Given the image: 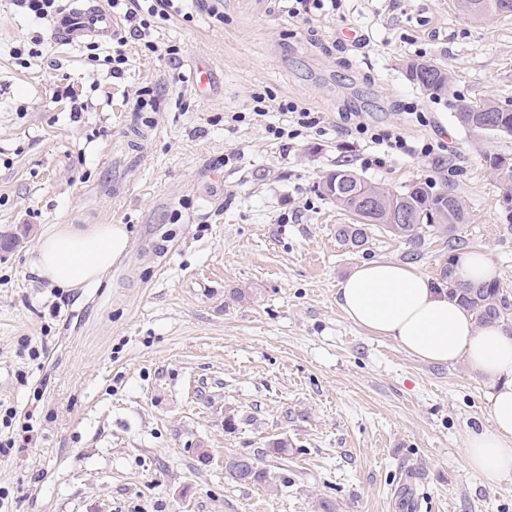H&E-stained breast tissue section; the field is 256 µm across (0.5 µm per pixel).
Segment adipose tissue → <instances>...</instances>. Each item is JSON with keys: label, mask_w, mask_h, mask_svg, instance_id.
<instances>
[{"label": "adipose tissue", "mask_w": 512, "mask_h": 512, "mask_svg": "<svg viewBox=\"0 0 512 512\" xmlns=\"http://www.w3.org/2000/svg\"><path fill=\"white\" fill-rule=\"evenodd\" d=\"M122 224H57L38 241L32 270L60 288H89L127 251ZM347 318L393 340L416 359L464 362L490 388V427L470 433L464 454L486 483L512 477V333L477 327L466 308L433 288L418 271L391 261L360 264L339 285Z\"/></svg>", "instance_id": "adipose-tissue-1"}]
</instances>
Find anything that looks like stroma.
<instances>
[{
    "mask_svg": "<svg viewBox=\"0 0 512 512\" xmlns=\"http://www.w3.org/2000/svg\"><path fill=\"white\" fill-rule=\"evenodd\" d=\"M454 3L341 0L302 20L288 0H224L223 21L158 25L157 52L129 41L115 78L111 43L89 61L0 0V441L34 427L0 454V512H512V477L486 484L464 456L468 433L490 425L488 385L465 363L417 360L336 303L364 262L436 280L446 237L415 249L374 225L348 248L336 227L351 216L318 190L348 168L396 192L454 191L462 248L490 252L512 303V211L485 161L512 159V136L454 118L461 100L512 104V16L473 23ZM35 34L42 55L21 67L12 51ZM416 59L451 73L445 95L409 81ZM199 63L205 96L190 80ZM64 88L86 102L80 116ZM143 88L154 104L142 109ZM265 92L322 123L255 115ZM347 112L445 148L385 152L348 136ZM54 224H123L129 249L101 284L53 287L30 260ZM275 441L287 453H269ZM245 454L270 484L231 480L225 462Z\"/></svg>",
    "mask_w": 512,
    "mask_h": 512,
    "instance_id": "1",
    "label": "stroma"
}]
</instances>
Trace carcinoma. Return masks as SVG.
<instances>
[{
  "label": "carcinoma",
  "instance_id": "1",
  "mask_svg": "<svg viewBox=\"0 0 512 512\" xmlns=\"http://www.w3.org/2000/svg\"><path fill=\"white\" fill-rule=\"evenodd\" d=\"M458 10L467 18L478 21L484 12L495 15H512V0H458ZM409 79L429 92L440 95L448 91L450 77L448 72L434 64L425 72L420 71V62L414 61L407 66ZM455 119L468 130L480 132V124L489 123L504 128L503 134L512 135V104H501L487 99L480 103L461 102L456 105ZM342 176L337 170L326 176L321 191L334 202L340 210L358 217L357 224H340L337 236L354 249L364 247L369 239L368 230L372 224H380L394 236L404 239L409 245L418 247L424 243L426 234L436 231L453 237L459 225L468 221V212L462 198L450 191L431 193L419 184L408 187L403 192L387 191L383 195L384 208L377 211H363L353 197L336 196L334 185ZM406 207L416 214L414 224H391L392 210ZM435 286L448 298L458 301L472 312L478 326L503 325L512 305L500 293L497 280L472 284L464 283L455 276L453 257H448L439 271ZM253 469L244 474L238 470L236 459L225 463L228 475L238 483L263 485L272 480L271 473L263 468L259 459H252Z\"/></svg>",
  "mask_w": 512,
  "mask_h": 512
}]
</instances>
